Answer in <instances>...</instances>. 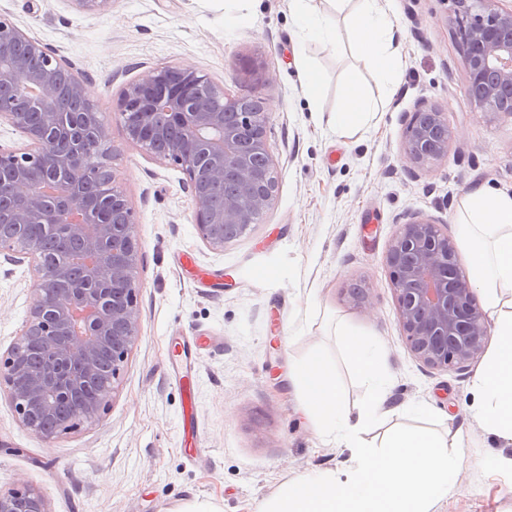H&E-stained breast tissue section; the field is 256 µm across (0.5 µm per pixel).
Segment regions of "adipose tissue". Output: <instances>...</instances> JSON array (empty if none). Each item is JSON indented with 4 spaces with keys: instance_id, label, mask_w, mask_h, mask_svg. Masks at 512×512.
<instances>
[{
    "instance_id": "obj_1",
    "label": "adipose tissue",
    "mask_w": 512,
    "mask_h": 512,
    "mask_svg": "<svg viewBox=\"0 0 512 512\" xmlns=\"http://www.w3.org/2000/svg\"><path fill=\"white\" fill-rule=\"evenodd\" d=\"M302 38L321 40L332 50L341 43L311 0H289ZM392 0H357L350 10L351 37L379 82L395 90L399 85L396 27ZM373 104L360 85H351L340 111L326 118L329 129L347 136L365 128ZM459 238L471 256L468 279L496 316V341L488 360L476 372L474 417L492 435L512 445V311L501 314L505 296H512V193L483 187L468 192L457 217Z\"/></svg>"
}]
</instances>
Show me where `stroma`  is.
Wrapping results in <instances>:
<instances>
[{
	"instance_id": "obj_1",
	"label": "stroma",
	"mask_w": 512,
	"mask_h": 512,
	"mask_svg": "<svg viewBox=\"0 0 512 512\" xmlns=\"http://www.w3.org/2000/svg\"><path fill=\"white\" fill-rule=\"evenodd\" d=\"M314 4L343 48L307 41L310 95L294 60L288 0H112L104 11L76 0H0V17L71 63L107 127V165L138 240L140 314V336L96 421L46 440L0 397L1 489L28 483L50 512H182L197 501L255 512L283 481L340 469L346 450L317 435L288 380L290 363L335 347L334 319L381 343L396 380L392 404L426 402L440 433L461 436L462 471L439 512H512V470L480 465L490 455L511 457L512 446L470 412L476 366L440 372L412 355L384 264L405 212L433 218L455 242L468 191L512 192V118L468 101L452 0H395L403 74L392 95L355 49L346 13L329 0ZM255 58L271 76L261 87L244 70ZM144 63L194 67L227 96L260 100L270 115L276 200L223 249L199 238L181 167L132 144L116 113L120 89ZM353 82L378 110L369 131L339 137L316 114L339 111ZM421 102L446 113L454 137L446 157L411 175L399 145ZM184 254L195 270L181 265ZM32 284L28 263L0 254V354L29 312ZM354 286L368 305L352 300ZM185 340L198 347L196 364L178 380L169 355ZM189 407L195 434L186 437Z\"/></svg>"
}]
</instances>
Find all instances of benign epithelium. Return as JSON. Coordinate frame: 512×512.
I'll return each mask as SVG.
<instances>
[{
    "instance_id": "1",
    "label": "benign epithelium",
    "mask_w": 512,
    "mask_h": 512,
    "mask_svg": "<svg viewBox=\"0 0 512 512\" xmlns=\"http://www.w3.org/2000/svg\"><path fill=\"white\" fill-rule=\"evenodd\" d=\"M455 24L467 96L483 112L512 117V8L501 0H454ZM25 44L26 58L11 54ZM72 69L39 41L0 19V88L42 113V126L28 125L26 113L0 100V122L26 137L14 150L0 148V168L19 171L10 186L14 223L52 224L59 251L51 262L31 244L23 255L33 273L34 300L17 337L0 355V387L21 424L52 439L76 422L94 421L113 398L129 352L139 337L140 317L132 270L138 243L124 192L111 185L112 201L123 208L121 236L98 220L78 191L106 167L107 129L94 118L97 138L80 149L59 141L67 98L92 108L82 80L72 77L69 95L58 89L60 67ZM246 73L256 86L269 82L264 66L253 61ZM210 85L204 91L195 69L180 65L147 66L127 83L117 108L127 138L150 150L168 123L184 132L183 141L159 160L172 159L188 177L195 226L208 246L224 247L233 231L245 233L256 215L276 199L273 160L268 151L266 112H241L237 122L225 110L239 107ZM453 132L444 113L419 106L400 146L405 169L413 173L448 154ZM396 314L409 350L431 369L461 371L478 360L490 338L487 312L458 266L456 251L439 223L420 212L403 214L400 230L385 255ZM112 351V377L93 398L69 415L57 403L71 397L84 380L97 375L100 358ZM0 512H49L43 493L26 485L0 490Z\"/></svg>"
}]
</instances>
